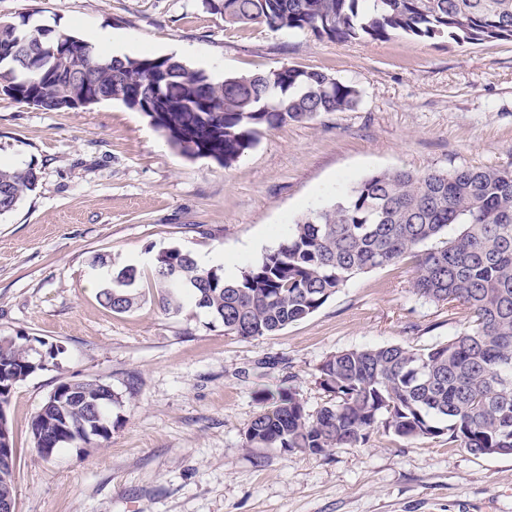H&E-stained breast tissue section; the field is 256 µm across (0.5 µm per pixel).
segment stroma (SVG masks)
Returning a JSON list of instances; mask_svg holds the SVG:
<instances>
[{
	"label": "stroma",
	"mask_w": 512,
	"mask_h": 512,
	"mask_svg": "<svg viewBox=\"0 0 512 512\" xmlns=\"http://www.w3.org/2000/svg\"><path fill=\"white\" fill-rule=\"evenodd\" d=\"M81 38L124 32L152 56L180 45L194 69L227 75L290 65L356 85L354 109L272 130L232 166L172 147L114 100L45 111L0 94V162L38 182L0 215V337L61 346L5 407L17 450L16 512H512V455L476 456L446 437L381 430L326 455L249 448L262 389L329 400L317 368L348 349H426L462 315L414 294L408 255L359 274L273 336L226 332L204 310L172 316L152 295L103 306L93 260L135 265L179 247L234 276L296 217L383 170L512 164V40L458 44L394 34L335 42L259 24L227 27L205 0H0ZM112 387V436L41 457L30 424L59 381Z\"/></svg>",
	"instance_id": "35a3bbf8"
}]
</instances>
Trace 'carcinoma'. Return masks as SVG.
Listing matches in <instances>:
<instances>
[{"mask_svg": "<svg viewBox=\"0 0 512 512\" xmlns=\"http://www.w3.org/2000/svg\"><path fill=\"white\" fill-rule=\"evenodd\" d=\"M229 26L260 24L273 31L309 32L332 41L382 40L393 32L421 39L446 36L457 43L512 39V0H210ZM28 18L0 23V47L35 44L37 68L24 60L0 69V93L49 111L63 110L73 90L112 92L125 102L144 100L142 112L182 153L191 137L197 156L226 167L266 132L288 121L356 107L360 90L330 75L282 66L214 81L204 70L173 57L100 62L91 46L77 57L57 50L77 37L27 29ZM164 69L161 86L155 72ZM37 183L36 171L0 167V214L14 209ZM452 224L453 239L425 250ZM417 257L415 294L466 314L464 328L432 348L399 344L350 349L325 358L319 384L331 396L316 414L291 389L267 391L263 410L245 431L252 448H280L322 455L364 444L383 429L405 439L448 435L476 455L482 448H512V165L448 171L404 169L372 173L333 203L311 208L292 224L287 239L256 263L225 277L199 265L177 247L152 259V288L160 308L179 314L187 303L205 310L239 336L274 335L319 310L353 277ZM105 281L99 297L116 313L141 301L137 270L93 260ZM4 384L40 369L19 338H0ZM96 379L62 381L65 402L36 413L53 448L46 457L83 438L81 426L112 433L106 404L89 406ZM14 467L0 463V499L13 498Z\"/></svg>", "mask_w": 512, "mask_h": 512, "instance_id": "obj_1", "label": "carcinoma"}]
</instances>
